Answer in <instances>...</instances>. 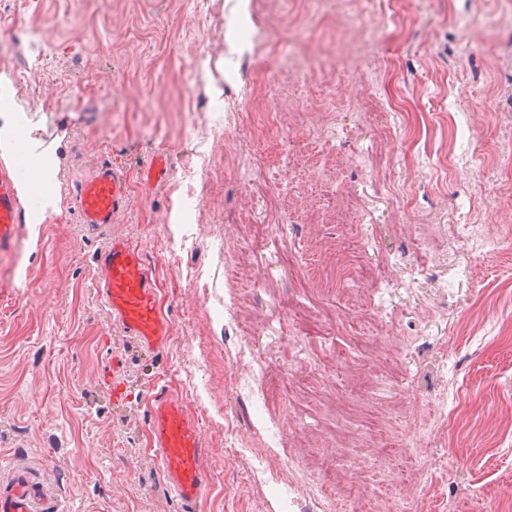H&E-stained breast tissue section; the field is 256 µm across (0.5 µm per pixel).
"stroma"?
Wrapping results in <instances>:
<instances>
[{"instance_id": "35a3bbf8", "label": "stroma", "mask_w": 512, "mask_h": 512, "mask_svg": "<svg viewBox=\"0 0 512 512\" xmlns=\"http://www.w3.org/2000/svg\"><path fill=\"white\" fill-rule=\"evenodd\" d=\"M355 15L383 27L347 77L338 66ZM503 0H20L0 23V77L37 132L52 134L60 170L104 157L121 166L130 204L92 229L62 214L28 224L0 280V482L32 472L65 512H179L146 455V383L170 382L197 420L209 474L203 512H295L310 473L355 469L343 432L358 419L336 352L372 379L370 400L419 421L447 394L452 437L417 438L421 458L453 461L460 476L401 462L394 489L412 512H512V40ZM269 47L248 54L255 28ZM311 76L294 95L289 60ZM384 103L380 127L359 123L354 100ZM281 113L267 125L263 115ZM169 149V176L140 171ZM265 182L248 191L241 157ZM294 222L269 224L270 198ZM359 204V221L336 212ZM486 225L488 244L460 243V218ZM144 251L171 322L165 351L145 353L100 302L93 252L112 236ZM363 242L383 281L368 304L354 288L326 292L328 259ZM252 264L225 258L246 243ZM306 307L314 336L289 321ZM251 323L242 333L236 319ZM388 339L393 366L359 353L360 335ZM122 362L112 398L100 367ZM282 380L288 401L263 397ZM293 448L289 461L284 448Z\"/></svg>"}]
</instances>
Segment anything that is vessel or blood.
Segmentation results:
<instances>
[{
  "label": "vessel or blood",
  "instance_id": "obj_1",
  "mask_svg": "<svg viewBox=\"0 0 512 512\" xmlns=\"http://www.w3.org/2000/svg\"><path fill=\"white\" fill-rule=\"evenodd\" d=\"M44 147L16 135L9 163L0 165V261L12 260L21 246L22 228L54 219L45 206L48 196L62 191L59 176L36 174ZM28 195H21V185ZM77 223L99 227L112 223L129 201L127 175L107 160H93L76 185L65 190ZM101 271L98 295L124 334L139 349L159 354L171 325L163 310L156 281L139 247L126 237H112L94 255ZM148 454L158 465L182 512H200L208 472L201 430L182 398L165 380L154 379L148 390ZM0 512H62L61 504L38 489L28 471H14L0 485Z\"/></svg>",
  "mask_w": 512,
  "mask_h": 512
}]
</instances>
